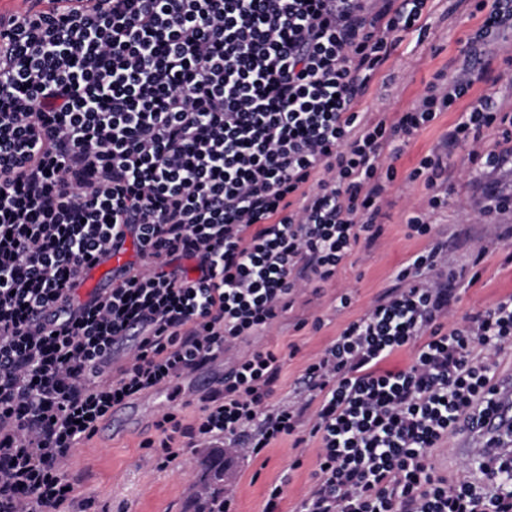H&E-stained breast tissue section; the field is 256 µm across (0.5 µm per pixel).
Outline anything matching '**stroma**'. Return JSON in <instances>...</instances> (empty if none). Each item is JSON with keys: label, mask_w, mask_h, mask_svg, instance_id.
<instances>
[{"label": "stroma", "mask_w": 512, "mask_h": 512, "mask_svg": "<svg viewBox=\"0 0 512 512\" xmlns=\"http://www.w3.org/2000/svg\"><path fill=\"white\" fill-rule=\"evenodd\" d=\"M483 20V14L472 13L467 0H428L424 31L405 34L395 46L362 98L361 111L372 119L395 117L412 105L437 74L449 77L459 71L466 41ZM508 57H512L511 28L496 36L492 53L483 59L484 77L474 83L471 93L492 95L501 111L512 113V73H507L503 64ZM456 119V113H442L403 146L395 162L398 178L382 208L384 232L378 242L358 248L335 281L318 290L302 291L292 309L270 329L239 344L242 353L263 348L284 352L271 405L292 400L295 384L308 360L320 354L347 323L363 316L376 299L394 289L399 268L426 247V240L409 236L406 226L413 205L427 195L423 182L409 180L408 174L426 154L443 150L450 153L448 205L431 217L436 232L448 242L449 265H468L482 244L486 229L480 213L483 186L493 182L500 192L512 195V164L476 175L467 149L446 147L448 130ZM479 272L474 283L460 282L454 318L512 293V264L504 262L502 250L488 253ZM344 292L353 296L351 306L345 309L336 301ZM317 318L322 325L316 330L312 323ZM159 403L156 397L136 399L138 413L131 429L106 438L93 437L72 450L65 474L87 512H195L203 491L200 463L209 449H186L163 470L149 463L142 443L157 435L155 423L162 415ZM318 448V442H309L303 464L297 469L290 466L294 450L288 438L273 442L256 458L225 456L224 492L234 498L237 512H262L267 487L281 481L285 484L281 512H297L301 498L315 484Z\"/></svg>", "instance_id": "35a3bbf8"}]
</instances>
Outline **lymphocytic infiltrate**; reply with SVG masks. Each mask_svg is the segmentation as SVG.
I'll return each instance as SVG.
<instances>
[{"instance_id": "f902f5d3", "label": "lymphocytic infiltrate", "mask_w": 512, "mask_h": 512, "mask_svg": "<svg viewBox=\"0 0 512 512\" xmlns=\"http://www.w3.org/2000/svg\"><path fill=\"white\" fill-rule=\"evenodd\" d=\"M426 7L46 0L0 16V512L73 503L63 466L113 407L232 351L303 288L335 280L381 233L397 179L386 149L462 101L449 144L468 147L480 174L512 161V114L470 94L482 42L512 28V0H473L485 20L460 75H437L395 121L358 110ZM447 169L437 152L409 173L428 194L407 226L428 245L307 364L295 401L268 405L279 352L245 353L197 419L156 421L150 462L310 436L317 482L299 512H512V458L475 455L474 477L454 482L433 459L491 405L494 357L512 342V294L444 323L456 274L429 215L448 204ZM129 239L137 262L80 300L81 269ZM139 324L105 381L101 362ZM414 342L409 365L385 368Z\"/></svg>"}]
</instances>
